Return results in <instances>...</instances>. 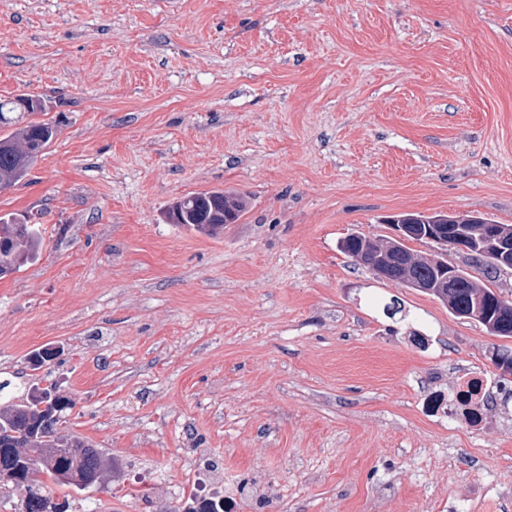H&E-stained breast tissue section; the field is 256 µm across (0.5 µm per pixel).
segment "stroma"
<instances>
[{"label":"stroma","mask_w":512,"mask_h":512,"mask_svg":"<svg viewBox=\"0 0 512 512\" xmlns=\"http://www.w3.org/2000/svg\"><path fill=\"white\" fill-rule=\"evenodd\" d=\"M20 93L56 135L0 189L43 235L0 279V382L70 398L106 463L36 492L180 512L213 460L233 512H512V338L338 248L400 212L512 224V0H0ZM208 190L237 223H168ZM471 372L476 429L447 406Z\"/></svg>","instance_id":"35a3bbf8"}]
</instances>
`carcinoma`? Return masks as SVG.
<instances>
[{"label":"carcinoma","instance_id":"1","mask_svg":"<svg viewBox=\"0 0 512 512\" xmlns=\"http://www.w3.org/2000/svg\"><path fill=\"white\" fill-rule=\"evenodd\" d=\"M45 111L42 97L28 93L0 99V127L16 126L0 136V189L15 186L52 141L51 124L31 116ZM243 197L219 190L194 193L176 201L168 210L173 224H189L199 230L214 231L223 222L236 223L245 210ZM390 224H415L414 235L374 241L360 233H350L340 241L345 254L367 267L378 269L384 279L405 288L423 287V292L441 301L451 314L468 310L481 298L477 322L494 336L512 338V301L503 298L479 278L459 269L453 283L433 254L415 253L407 242L422 241L431 227L475 238V228L494 220L480 214L456 219L442 212L431 215L401 213ZM42 238L38 225L12 215L0 216V278L14 273L34 260ZM71 401L54 389H34L22 401L0 405V488H24V512H68L66 502L51 503L33 491L45 475L53 482L84 491L96 486L104 470L98 449L87 441L60 434L64 412Z\"/></svg>","mask_w":512,"mask_h":512}]
</instances>
